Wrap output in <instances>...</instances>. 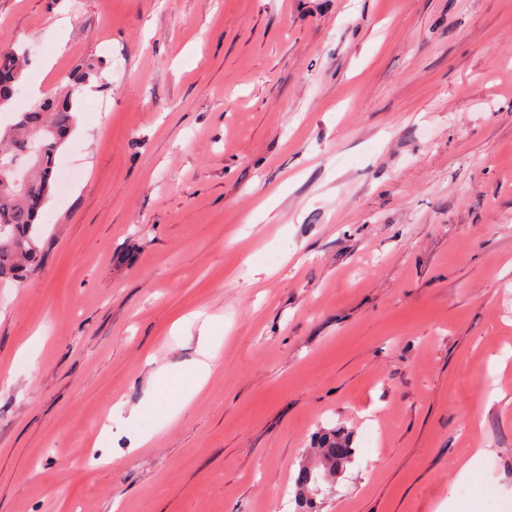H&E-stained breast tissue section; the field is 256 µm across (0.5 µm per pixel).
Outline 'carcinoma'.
<instances>
[{
  "label": "carcinoma",
  "instance_id": "cac0c4a2",
  "mask_svg": "<svg viewBox=\"0 0 512 512\" xmlns=\"http://www.w3.org/2000/svg\"><path fill=\"white\" fill-rule=\"evenodd\" d=\"M25 55L0 50V108L9 104L22 77ZM75 123L72 95L59 93L18 115L0 134V281L24 276L41 256L36 232L39 210L54 183L55 158ZM37 152L23 153L30 142ZM316 463L302 465L295 477L299 491L318 489L326 477H336V461L348 465L355 449L336 430L315 436Z\"/></svg>",
  "mask_w": 512,
  "mask_h": 512
}]
</instances>
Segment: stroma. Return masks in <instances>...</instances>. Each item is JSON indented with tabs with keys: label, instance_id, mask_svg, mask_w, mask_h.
<instances>
[{
	"label": "stroma",
	"instance_id": "obj_1",
	"mask_svg": "<svg viewBox=\"0 0 512 512\" xmlns=\"http://www.w3.org/2000/svg\"><path fill=\"white\" fill-rule=\"evenodd\" d=\"M0 47L1 129L100 63L0 286V512H272L333 427L312 512H512V0H0ZM24 53L16 50H0V108L7 106L15 92V85L22 77ZM200 358L196 359L186 372L187 388L182 396L181 405H186L207 382L212 369L214 358L211 350L207 347L206 336L201 335L199 346ZM310 449L316 456V463L312 466L301 465L295 477V484L301 495L305 491H316L322 483L328 484L327 475L334 481L337 473L336 460L343 462V466L346 467L355 453L349 438L336 432V429L315 436Z\"/></svg>",
	"mask_w": 512,
	"mask_h": 512
}]
</instances>
